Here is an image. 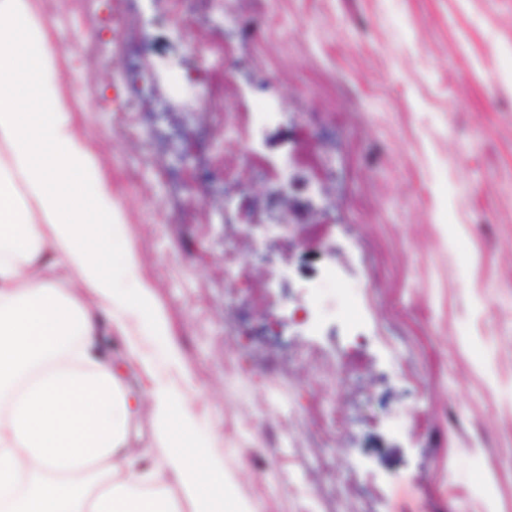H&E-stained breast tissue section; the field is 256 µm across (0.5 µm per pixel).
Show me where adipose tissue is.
<instances>
[{
    "instance_id": "ef3b65f1",
    "label": "adipose tissue",
    "mask_w": 512,
    "mask_h": 512,
    "mask_svg": "<svg viewBox=\"0 0 512 512\" xmlns=\"http://www.w3.org/2000/svg\"><path fill=\"white\" fill-rule=\"evenodd\" d=\"M40 41L31 0H0V145L10 155L0 172V512H182L185 499L192 512H252L223 467L185 446L192 418L171 387L152 390L166 468L145 479L125 448L136 409L97 355L100 318L119 327L123 311L145 314L133 353L165 329L145 292L113 291L135 259L112 266L124 238L112 188L57 105ZM58 266L76 279L61 285ZM88 291L102 311L85 305Z\"/></svg>"
}]
</instances>
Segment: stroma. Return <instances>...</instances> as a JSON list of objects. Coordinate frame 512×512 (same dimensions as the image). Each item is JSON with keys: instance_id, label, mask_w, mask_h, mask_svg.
<instances>
[{"instance_id": "1", "label": "stroma", "mask_w": 512, "mask_h": 512, "mask_svg": "<svg viewBox=\"0 0 512 512\" xmlns=\"http://www.w3.org/2000/svg\"><path fill=\"white\" fill-rule=\"evenodd\" d=\"M32 2L136 259L115 291L177 348L104 334L133 395L179 385L256 512H512V0Z\"/></svg>"}]
</instances>
